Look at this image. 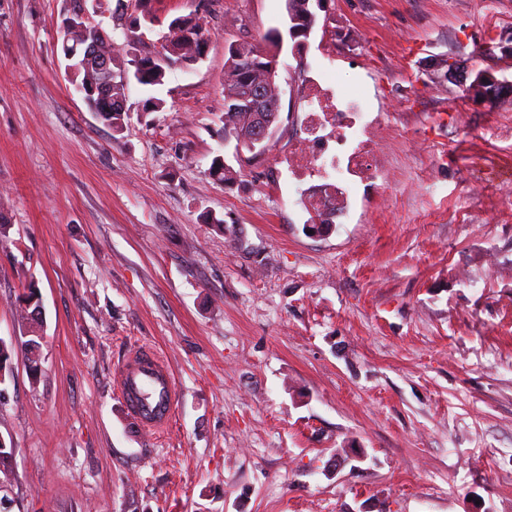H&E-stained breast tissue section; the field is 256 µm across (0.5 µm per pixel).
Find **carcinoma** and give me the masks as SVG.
Instances as JSON below:
<instances>
[{"mask_svg":"<svg viewBox=\"0 0 512 512\" xmlns=\"http://www.w3.org/2000/svg\"><path fill=\"white\" fill-rule=\"evenodd\" d=\"M138 15L130 21L128 32L136 40H141L143 32L142 22L154 24L156 16L152 8V0H136ZM325 0H286V5H294V13L288 17V27L282 31L278 28L270 30L260 44L249 43L231 44L227 49L224 61V134L236 141V146L257 156L265 151V147L253 148L255 135L252 113L248 112V97L252 91L261 90L265 103L270 106L269 114L279 112L280 87L277 84V73L269 69L260 68L262 61L261 51H272L284 37L298 44L308 38L317 21V15L312 6L318 7ZM181 34H168L163 37L161 52L152 56L131 58L129 64L133 66V76L143 86H156L162 84L166 70L173 65L191 66L199 61V56L205 53L200 38L206 35L203 19L196 15L182 21ZM128 70L120 69L112 75V111L102 113L103 120L109 122L112 130L122 129L124 111L119 102L125 100ZM41 335L39 330H31V336L22 342L20 348L6 345L0 340V372L9 369V364L16 351L20 350L28 355V360L37 363L33 355L40 348Z\"/></svg>","mask_w":512,"mask_h":512,"instance_id":"1","label":"carcinoma"}]
</instances>
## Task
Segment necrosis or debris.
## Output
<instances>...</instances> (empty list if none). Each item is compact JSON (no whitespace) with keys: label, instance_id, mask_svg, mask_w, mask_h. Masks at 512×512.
Wrapping results in <instances>:
<instances>
[{"label":"necrosis or debris","instance_id":"obj_1","mask_svg":"<svg viewBox=\"0 0 512 512\" xmlns=\"http://www.w3.org/2000/svg\"><path fill=\"white\" fill-rule=\"evenodd\" d=\"M299 90L305 103L302 135L277 162L313 224H341L359 186L386 180L383 149L365 100L337 89L328 69H304Z\"/></svg>","mask_w":512,"mask_h":512}]
</instances>
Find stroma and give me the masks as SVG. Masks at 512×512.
<instances>
[{
  "mask_svg": "<svg viewBox=\"0 0 512 512\" xmlns=\"http://www.w3.org/2000/svg\"><path fill=\"white\" fill-rule=\"evenodd\" d=\"M67 7L0 0V340H26L29 286L43 322L37 367L15 355L0 381V512H512V139L492 132L512 112L443 66L512 79V0H327L282 47L255 158L221 136L224 53L283 27L285 0H155L203 17L207 52L129 81L118 133L65 78ZM326 41L387 182L317 236L275 161ZM218 155L234 178L210 176ZM140 344L176 384L159 434L116 390Z\"/></svg>",
  "mask_w": 512,
  "mask_h": 512,
  "instance_id": "35a3bbf8",
  "label": "stroma"
}]
</instances>
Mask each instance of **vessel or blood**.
Segmentation results:
<instances>
[{"label":"vessel or blood","mask_w":512,"mask_h":512,"mask_svg":"<svg viewBox=\"0 0 512 512\" xmlns=\"http://www.w3.org/2000/svg\"><path fill=\"white\" fill-rule=\"evenodd\" d=\"M117 388L142 430L155 434L169 426L176 404L174 378L153 348L138 346L126 354L117 368Z\"/></svg>","instance_id":"obj_1"}]
</instances>
